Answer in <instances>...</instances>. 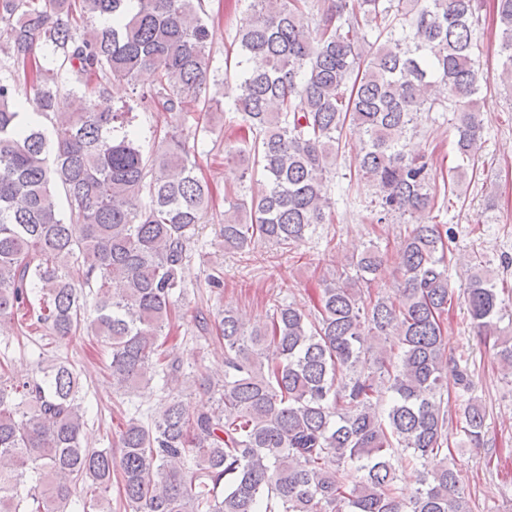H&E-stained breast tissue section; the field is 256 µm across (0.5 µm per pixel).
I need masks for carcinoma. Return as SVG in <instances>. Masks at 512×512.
Returning a JSON list of instances; mask_svg holds the SVG:
<instances>
[{
	"mask_svg": "<svg viewBox=\"0 0 512 512\" xmlns=\"http://www.w3.org/2000/svg\"><path fill=\"white\" fill-rule=\"evenodd\" d=\"M492 2L512 89V0ZM485 6L248 0L236 55L224 60L236 85L224 126L242 144L224 250L293 253L333 223L347 129L358 150L345 192L370 187L371 220L412 228L393 252L364 248L325 280L312 310L277 301L263 324L228 309L194 316L195 340L224 354L214 378L184 372L163 340L183 319V270L211 210L185 134L211 136L221 105L209 94L206 0H0V322L40 350L48 337L100 340L117 390L199 377L211 402L192 409L184 391L169 392L123 412L119 452L91 450L68 360L24 381L0 363V512H112L114 481L129 512H473L448 442V375L472 390L448 353L453 236L425 216L475 168ZM144 69L149 85L138 82ZM112 82L133 105L100 106ZM134 109L154 119L151 152ZM421 110L451 114L448 176L408 151ZM390 263L394 288H371ZM464 299L512 375V326H500L512 291L479 262ZM484 427L468 398L466 442L482 445ZM400 452L417 473L407 501Z\"/></svg>",
	"mask_w": 512,
	"mask_h": 512,
	"instance_id": "cac0c4a2",
	"label": "carcinoma"
}]
</instances>
